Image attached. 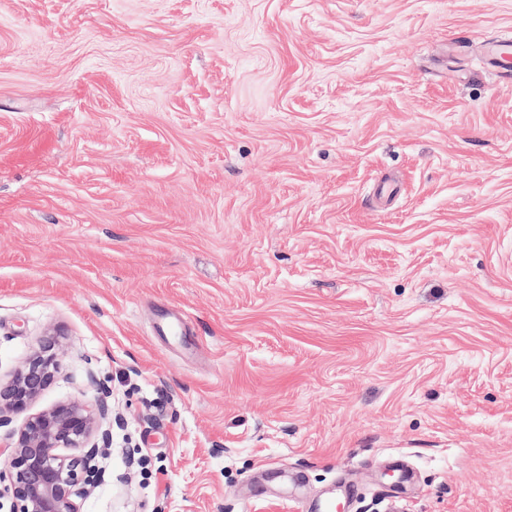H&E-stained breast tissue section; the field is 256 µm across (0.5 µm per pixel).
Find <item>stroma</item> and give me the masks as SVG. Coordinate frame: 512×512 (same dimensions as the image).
Here are the masks:
<instances>
[{"label":"stroma","instance_id":"obj_1","mask_svg":"<svg viewBox=\"0 0 512 512\" xmlns=\"http://www.w3.org/2000/svg\"><path fill=\"white\" fill-rule=\"evenodd\" d=\"M512 0H0V379L123 425L82 512H512ZM135 457L127 469V457ZM487 54L495 61L496 66L508 73L510 70H506L503 63L512 60V37L504 36L491 41ZM50 336L40 342L6 383L0 381V425L8 420L9 414L25 411L61 372L65 349L60 335Z\"/></svg>","mask_w":512,"mask_h":512}]
</instances>
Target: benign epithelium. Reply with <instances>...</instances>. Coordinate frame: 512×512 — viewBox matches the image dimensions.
I'll use <instances>...</instances> for the list:
<instances>
[{"instance_id":"1","label":"benign epithelium","mask_w":512,"mask_h":512,"mask_svg":"<svg viewBox=\"0 0 512 512\" xmlns=\"http://www.w3.org/2000/svg\"><path fill=\"white\" fill-rule=\"evenodd\" d=\"M64 359V346L53 335L0 383V425L44 393ZM87 385L98 394L95 404L56 403L11 433L8 470H0V499L7 498L9 512H81L82 501L104 481L97 457L112 445L110 390L92 371Z\"/></svg>"}]
</instances>
